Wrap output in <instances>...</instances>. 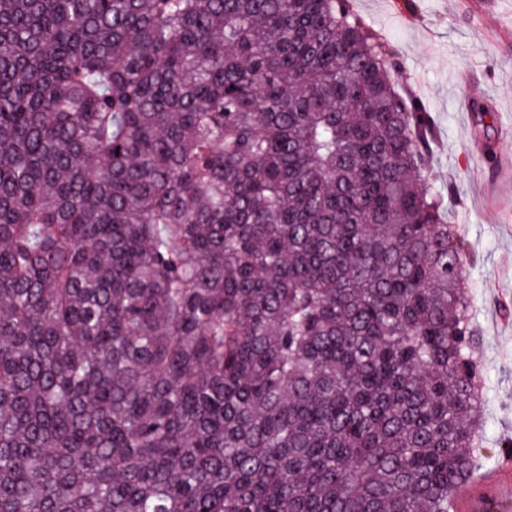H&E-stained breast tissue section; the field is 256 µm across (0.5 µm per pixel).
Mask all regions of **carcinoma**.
<instances>
[{"label": "carcinoma", "mask_w": 512, "mask_h": 512, "mask_svg": "<svg viewBox=\"0 0 512 512\" xmlns=\"http://www.w3.org/2000/svg\"><path fill=\"white\" fill-rule=\"evenodd\" d=\"M391 67L348 0H0V512H448L488 384Z\"/></svg>", "instance_id": "1"}]
</instances>
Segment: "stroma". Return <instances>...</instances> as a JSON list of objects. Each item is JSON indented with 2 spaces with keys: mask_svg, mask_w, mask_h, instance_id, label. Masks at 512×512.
Returning <instances> with one entry per match:
<instances>
[{
  "mask_svg": "<svg viewBox=\"0 0 512 512\" xmlns=\"http://www.w3.org/2000/svg\"><path fill=\"white\" fill-rule=\"evenodd\" d=\"M387 43L392 81L430 112L435 128L431 179L452 189L448 221L463 225L467 278L481 329L479 356L491 382L484 409L485 460L476 480L503 466L498 441L512 437V0H351ZM487 126L477 123L478 112ZM504 156L480 166L472 139ZM482 181H475L476 169Z\"/></svg>",
  "mask_w": 512,
  "mask_h": 512,
  "instance_id": "35a3bbf8",
  "label": "stroma"
}]
</instances>
